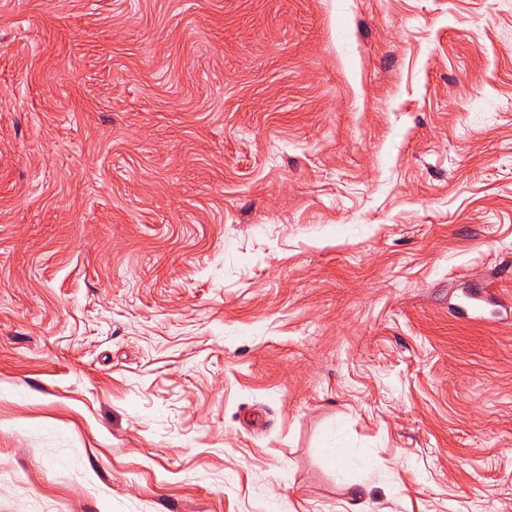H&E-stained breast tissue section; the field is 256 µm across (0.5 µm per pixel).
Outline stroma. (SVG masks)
<instances>
[{"instance_id":"stroma-1","label":"stroma","mask_w":512,"mask_h":512,"mask_svg":"<svg viewBox=\"0 0 512 512\" xmlns=\"http://www.w3.org/2000/svg\"><path fill=\"white\" fill-rule=\"evenodd\" d=\"M62 503L512 512V0H0V512Z\"/></svg>"}]
</instances>
